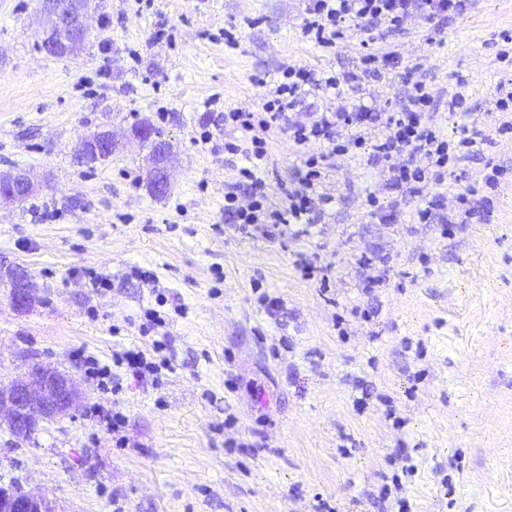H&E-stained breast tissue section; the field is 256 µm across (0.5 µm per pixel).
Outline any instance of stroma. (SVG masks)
Listing matches in <instances>:
<instances>
[{
    "label": "stroma",
    "mask_w": 512,
    "mask_h": 512,
    "mask_svg": "<svg viewBox=\"0 0 512 512\" xmlns=\"http://www.w3.org/2000/svg\"><path fill=\"white\" fill-rule=\"evenodd\" d=\"M304 8L101 0L82 54L57 58L35 47L36 0H0V172L26 169L40 184L24 205L0 204V265L37 288L17 310L0 287V381L35 357L86 394L23 445L0 428V486L44 494L59 512H512V133L497 130L512 114L496 109L497 84L512 80L497 42L512 32V0H474L439 30L416 20L383 31L377 49L401 62L386 81L310 86L300 105L322 112L364 92L396 112L406 76L425 80L441 135L484 137L459 163L470 223L417 219L433 197L457 210L448 177L395 191L383 161L348 154L327 172L318 223L243 233L224 214L225 192L244 203L252 193L244 153L225 148L243 142L225 110H260L287 66L321 78L360 64L357 36L328 48L305 38ZM460 80L470 109L452 112ZM144 122L168 145L163 195L133 137ZM100 129L115 150L81 162V138ZM265 139L259 174L278 206L309 151L284 123ZM490 158L507 168L494 190ZM371 193L394 221L371 214ZM301 254L319 275L297 267ZM93 272L107 287H90ZM261 292L279 312L260 307ZM150 309L164 324L140 333ZM157 340L173 359L159 381L125 376L115 394L84 371L82 357L108 365Z\"/></svg>",
    "instance_id": "35a3bbf8"
}]
</instances>
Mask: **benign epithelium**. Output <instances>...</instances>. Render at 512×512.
<instances>
[{
  "mask_svg": "<svg viewBox=\"0 0 512 512\" xmlns=\"http://www.w3.org/2000/svg\"><path fill=\"white\" fill-rule=\"evenodd\" d=\"M95 0H41L37 13L45 18L38 33L41 51L49 56H75L84 50L93 34L90 24ZM112 132L98 131L83 139L79 146L82 159L103 160L111 156ZM154 167L149 184L157 194L169 190L164 166L166 153L152 151ZM36 191L29 172L24 169L0 172V202L23 203ZM8 298L12 307L23 309L35 300L36 288L28 272L9 269ZM83 394L67 372L44 362L27 365L24 373L9 383H0V423L5 425L16 444L31 440L44 426L57 418L75 414ZM0 512H59L49 498L0 486Z\"/></svg>",
  "mask_w": 512,
  "mask_h": 512,
  "instance_id": "7a95c632",
  "label": "benign epithelium"
}]
</instances>
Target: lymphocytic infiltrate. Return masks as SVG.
<instances>
[{
  "label": "lymphocytic infiltrate",
  "mask_w": 512,
  "mask_h": 512,
  "mask_svg": "<svg viewBox=\"0 0 512 512\" xmlns=\"http://www.w3.org/2000/svg\"><path fill=\"white\" fill-rule=\"evenodd\" d=\"M467 0H308L303 33L323 46L332 45L344 30L357 27L359 22L383 23L391 29L404 28L410 20L431 21L444 24L465 10ZM360 71L316 78L312 70L301 65H291L282 72L280 82L272 99L263 105L261 113L235 108L224 115L225 125L249 133L251 150L247 156L248 167L240 174L254 187L248 205L238 203L235 193L224 195V209L231 214L241 231H248L256 224H315L321 218L320 209L315 208L312 196L322 186L331 156L348 154L358 149L387 163L389 184L393 189H403L427 182L444 174L452 158L448 153L447 140L440 138L425 120L434 102L426 84L417 81L407 84L406 105L399 112H378L373 107L357 101L347 107L333 111L310 112L305 119L294 121L288 127L290 139L295 145L326 142L331 144L330 153H321L307 158L304 171L296 175V184L285 192V205L275 207L269 204L265 191L266 183L259 177L256 164L265 160V133L285 112L298 107L306 86L322 83L325 89H340L342 85L360 84L368 77H380L382 71L399 66L396 54L388 52L365 53L361 58ZM358 128L359 133L352 139L342 141L337 137L339 129ZM380 128L382 137H365V130ZM419 156L420 163L408 166L401 162L403 154ZM170 359L161 362L148 360L145 352L138 348L115 353L111 365L100 364L95 358L85 360L86 373L106 382L112 376L113 368H120L133 379L158 376L161 369L169 368Z\"/></svg>",
  "instance_id": "1"
}]
</instances>
